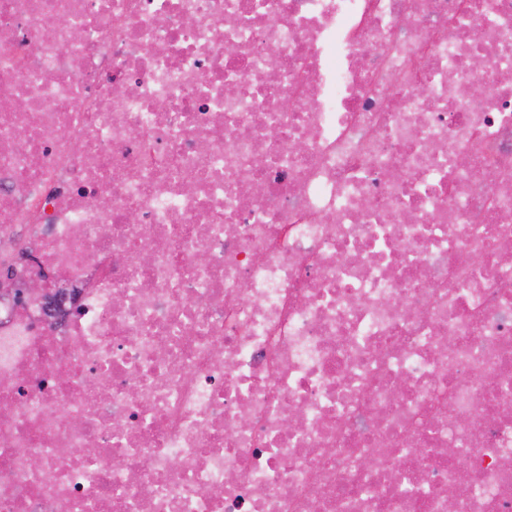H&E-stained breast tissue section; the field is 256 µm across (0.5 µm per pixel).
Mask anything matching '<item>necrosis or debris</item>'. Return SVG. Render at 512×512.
<instances>
[{
  "label": "necrosis or debris",
  "instance_id": "4bbe7bcc",
  "mask_svg": "<svg viewBox=\"0 0 512 512\" xmlns=\"http://www.w3.org/2000/svg\"><path fill=\"white\" fill-rule=\"evenodd\" d=\"M2 266L0 512H512V0H0Z\"/></svg>",
  "mask_w": 512,
  "mask_h": 512
}]
</instances>
